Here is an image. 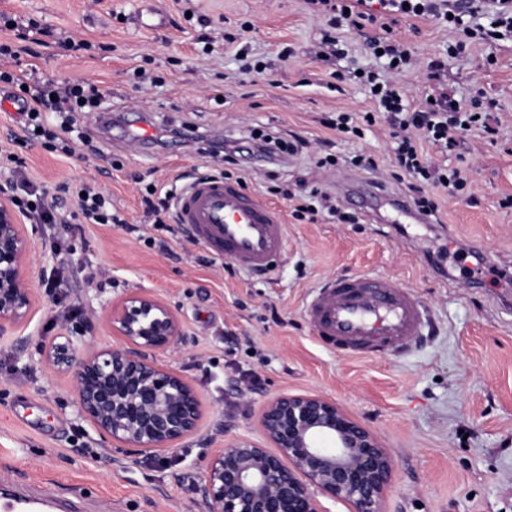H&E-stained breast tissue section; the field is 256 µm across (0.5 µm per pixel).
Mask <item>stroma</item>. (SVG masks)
Wrapping results in <instances>:
<instances>
[{"label": "stroma", "instance_id": "stroma-1", "mask_svg": "<svg viewBox=\"0 0 512 512\" xmlns=\"http://www.w3.org/2000/svg\"><path fill=\"white\" fill-rule=\"evenodd\" d=\"M0 15L36 20L47 38L10 61L27 79L94 81L107 112H78L65 139L72 154L19 144L25 114L0 104V149L26 161L30 180L54 188L87 182L112 199L118 224L29 226L35 248L26 275L36 292L27 323L0 331V483L33 494L79 500L84 512H208L195 487L225 441L265 443L261 413L282 393L328 397L371 430L394 460L383 512H512V42L470 46L452 54L447 32L428 20L402 19L392 29L416 66L398 75L413 104L440 92L492 104L495 136L464 132L461 154L468 193H436L429 224L390 209L379 219L341 224L321 214L292 216L293 201L269 190V168L242 171L244 187L280 209L286 245L269 275L251 277L187 236L158 224L142 203L144 188L177 189L194 175L224 170L210 144L260 131L292 143L293 160L274 164L291 192L335 193L347 211L351 193L377 181L409 193L389 176L393 140L385 121L351 139L325 124L337 112L376 111L357 72H384L367 49L373 28L343 27L339 51L321 49L326 30L306 0H0ZM67 32L78 50L55 39ZM265 77L242 74L236 54ZM293 51L281 61L282 47ZM440 60L439 79H428ZM161 77L141 88L134 72ZM340 76L339 91L328 89ZM152 126L142 147L128 134ZM332 154L340 163L320 168ZM374 158L371 169L350 157ZM349 190L335 191L339 177ZM487 254L480 275L474 257ZM94 281H86L87 273ZM371 274L396 278L421 297L433 333L404 357L347 356L323 344L304 314L312 291L328 278ZM60 282L46 293L43 277ZM150 291L179 318L184 333L159 359L197 390V434L176 452L127 453L98 436L79 415L74 375L42 365L44 342L91 319L85 340L118 344L104 315L112 303Z\"/></svg>", "mask_w": 512, "mask_h": 512}]
</instances>
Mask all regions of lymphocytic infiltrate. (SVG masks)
Masks as SVG:
<instances>
[{"label": "lymphocytic infiltrate", "mask_w": 512, "mask_h": 512, "mask_svg": "<svg viewBox=\"0 0 512 512\" xmlns=\"http://www.w3.org/2000/svg\"><path fill=\"white\" fill-rule=\"evenodd\" d=\"M315 12L323 14L332 30L349 26L363 30L376 24L379 14L392 13L402 17L430 18L448 27L456 34L451 53L465 51L473 43H493L498 37H512V0H308ZM491 14L489 24H479L478 18ZM330 34L324 42H332ZM370 51L381 52L389 67L386 74L364 73L363 81L373 90L372 97L391 129L394 140L393 162L396 168L417 184L413 204L423 214L432 216L438 210L434 189L442 187L449 192L464 190L468 178L459 168H448L435 162L425 152L424 143H431L440 151L452 152L462 142L464 131L485 126L486 110L479 102L461 104L447 93L435 95L418 109H411L406 92L391 78L392 73L410 69L413 56L406 44L398 40L391 26H384L382 34L367 43ZM18 50L14 44L0 42V85H7L11 99L28 105L27 123L41 128L46 112H96L103 106L104 94L88 81L36 80L24 83L5 65L15 59ZM286 146L281 137L271 134L254 135L250 140L225 142L224 161L230 165L243 164L245 158L268 161L283 154ZM8 176L5 189L17 211L31 224H63L66 216L55 204L49 203L48 188L33 184L27 177L23 163L14 153H6Z\"/></svg>", "instance_id": "f902f5d3"}]
</instances>
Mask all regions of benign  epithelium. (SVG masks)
<instances>
[{
	"mask_svg": "<svg viewBox=\"0 0 512 512\" xmlns=\"http://www.w3.org/2000/svg\"><path fill=\"white\" fill-rule=\"evenodd\" d=\"M33 250L25 225L0 202V330L24 323L32 310L34 288L24 269ZM107 320L122 343L87 347L77 325L65 341L42 347L41 363L75 371L79 414L100 437L140 454L174 450L198 431L202 416L195 388L156 358L181 342L177 317L140 292L112 305ZM262 426L271 450L239 436L215 449L196 487L210 512H328L322 497L348 504L351 512H382L392 457L335 401L277 395L264 405Z\"/></svg>",
	"mask_w": 512,
	"mask_h": 512,
	"instance_id": "7a95c632",
	"label": "benign epithelium"
}]
</instances>
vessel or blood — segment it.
I'll use <instances>...</instances> for the list:
<instances>
[{
	"mask_svg": "<svg viewBox=\"0 0 512 512\" xmlns=\"http://www.w3.org/2000/svg\"><path fill=\"white\" fill-rule=\"evenodd\" d=\"M371 195L397 213L426 223L410 200L375 184ZM179 223L219 256L247 271L267 272L285 246L281 211L259 200L239 182L200 178L176 201ZM305 315L322 343L345 355L396 357L422 336L426 307L413 289L391 277L357 274L323 283L307 302ZM55 505L0 493V512H53Z\"/></svg>",
	"mask_w": 512,
	"mask_h": 512,
	"instance_id": "b4317fda",
	"label": "vessel or blood"
}]
</instances>
